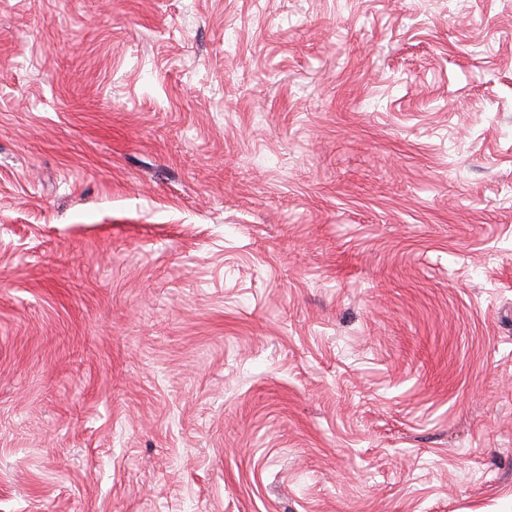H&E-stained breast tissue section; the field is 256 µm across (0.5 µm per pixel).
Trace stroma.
Returning <instances> with one entry per match:
<instances>
[{"instance_id":"35a3bbf8","label":"stroma","mask_w":512,"mask_h":512,"mask_svg":"<svg viewBox=\"0 0 512 512\" xmlns=\"http://www.w3.org/2000/svg\"><path fill=\"white\" fill-rule=\"evenodd\" d=\"M0 512H512V0H0Z\"/></svg>"}]
</instances>
